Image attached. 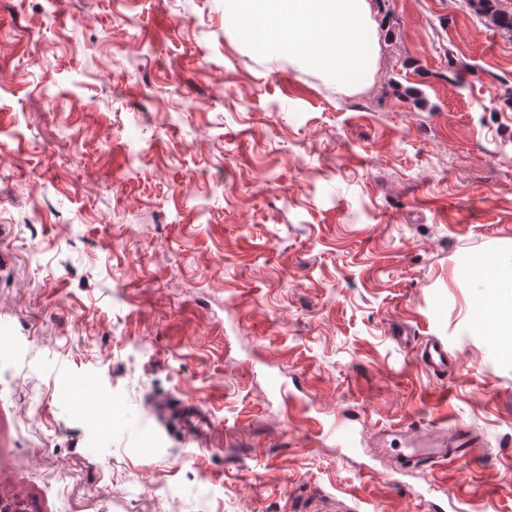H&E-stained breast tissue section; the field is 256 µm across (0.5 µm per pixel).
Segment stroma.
I'll return each instance as SVG.
<instances>
[{"label": "stroma", "mask_w": 512, "mask_h": 512, "mask_svg": "<svg viewBox=\"0 0 512 512\" xmlns=\"http://www.w3.org/2000/svg\"><path fill=\"white\" fill-rule=\"evenodd\" d=\"M385 10L371 85L340 94L239 41L224 0H0L1 499L512 512V360L456 333L472 259L512 247V40L468 0ZM161 397L212 435L164 428ZM345 413L354 454L321 435ZM446 414L483 448L394 473L378 430ZM417 360L422 366L434 374L447 378L448 347L437 341H429L416 351ZM156 412L163 419L177 422L190 438L196 437L203 431V427L210 423V414L192 401L160 399L157 402Z\"/></svg>", "instance_id": "obj_1"}]
</instances>
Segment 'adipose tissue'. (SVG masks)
I'll return each mask as SVG.
<instances>
[{"instance_id":"ef3b65f1","label":"adipose tissue","mask_w":512,"mask_h":512,"mask_svg":"<svg viewBox=\"0 0 512 512\" xmlns=\"http://www.w3.org/2000/svg\"><path fill=\"white\" fill-rule=\"evenodd\" d=\"M475 278L483 286L481 313L467 311L462 326L478 327L482 335L497 344L500 354L512 358V263L495 260L476 266Z\"/></svg>"}]
</instances>
